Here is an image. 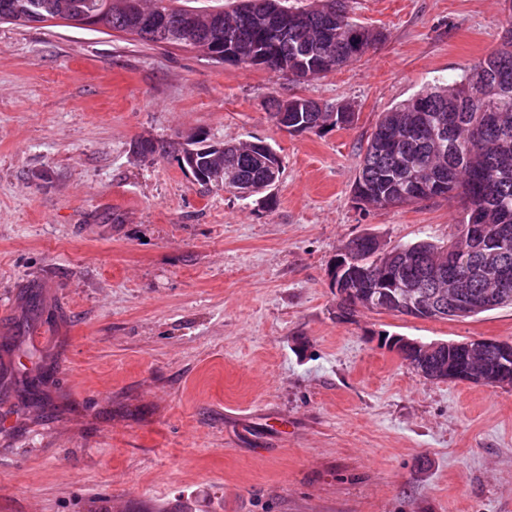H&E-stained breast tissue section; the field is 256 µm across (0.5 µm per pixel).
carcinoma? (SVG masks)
<instances>
[{"instance_id": "obj_1", "label": "carcinoma", "mask_w": 512, "mask_h": 512, "mask_svg": "<svg viewBox=\"0 0 512 512\" xmlns=\"http://www.w3.org/2000/svg\"><path fill=\"white\" fill-rule=\"evenodd\" d=\"M124 0H0V20L15 24L66 21L83 15L92 20L85 29L107 34H130L152 44L177 45L171 40V26H177L186 39L199 47L224 55V45L234 44L246 52L262 51L270 56L269 69L280 71L277 61L288 56L293 47L304 45L312 77L331 72L327 63L342 67L360 60L385 36L364 25L350 14L349 0H311L304 9H296V24L283 31L274 16L285 9L282 0H236L229 10L197 15L180 0H140L141 10L130 12L121 7ZM508 11L506 31L500 46L463 70L458 79L447 85L426 88L383 113L362 150L358 174L353 184V197L359 190L366 195L359 205L364 209H385L394 202L399 191L407 198L401 205L422 202L415 194L418 180H437L446 185L440 197H458L464 202L458 233L448 245L429 240L398 244L418 255L416 265L404 273L418 279L433 264L447 258L448 249L455 251V273L448 281L462 279L467 292L498 290L501 283H490L478 272L480 255L472 250L465 228L482 224L490 236L503 240L501 267L512 283V89L494 88L493 65L505 63L512 78V0H504ZM459 98L471 101V110L461 113V120L448 128L449 109ZM308 99L292 97L270 100L272 119L281 124L284 106L293 112L289 118L293 132L323 131L336 127L335 116L346 109L351 125L355 112L351 107L320 112L306 109ZM141 158L166 152V147L151 140L134 146ZM180 168L204 187L223 185L246 189L252 195L267 194L274 160L250 141L214 143L197 134L179 149ZM370 235L354 237L349 246L360 255L362 266L382 272L390 251L378 250L368 243ZM390 288H370L363 304L365 310L378 312L388 299Z\"/></svg>"}]
</instances>
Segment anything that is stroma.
I'll use <instances>...</instances> for the list:
<instances>
[{"label": "stroma", "instance_id": "1", "mask_svg": "<svg viewBox=\"0 0 512 512\" xmlns=\"http://www.w3.org/2000/svg\"><path fill=\"white\" fill-rule=\"evenodd\" d=\"M386 39L298 83L191 48L0 23V512H512V388L422 378L386 340L512 342V307L336 318L349 239L444 245L460 205L364 212L392 106L495 50L502 0H351ZM350 104L290 133L271 97ZM260 139L268 207L135 142ZM47 355L46 364L4 345ZM47 369L20 405L13 374Z\"/></svg>", "mask_w": 512, "mask_h": 512}]
</instances>
